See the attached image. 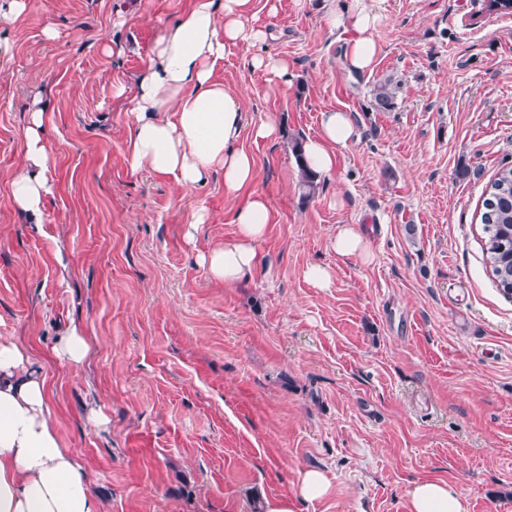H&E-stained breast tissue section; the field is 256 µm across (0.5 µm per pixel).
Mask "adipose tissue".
Returning a JSON list of instances; mask_svg holds the SVG:
<instances>
[{"label":"adipose tissue","instance_id":"obj_1","mask_svg":"<svg viewBox=\"0 0 512 512\" xmlns=\"http://www.w3.org/2000/svg\"><path fill=\"white\" fill-rule=\"evenodd\" d=\"M251 0H190L160 34L131 100L134 123L126 139L133 169L174 179L191 190L210 173L224 172V188L236 193L255 180L251 155L236 142L246 123L244 97L212 79L216 64L233 47L271 38L251 25ZM374 0H354L329 12L336 28L351 29L345 59L351 71H369L379 51L371 32L382 21ZM44 114L33 109L26 130V169L12 181V199L38 218L49 192L51 151L42 138ZM356 133L352 113H322L317 137L303 144L308 166L320 175L336 167V151ZM269 207L251 195L234 212L237 232L204 256L210 276L233 285L248 279L258 261V244ZM410 512H467L463 499L440 480L413 483ZM0 512H103L83 466L63 448L53 418L46 377L32 352L17 339L0 336Z\"/></svg>","mask_w":512,"mask_h":512}]
</instances>
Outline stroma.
Returning <instances> with one entry per match:
<instances>
[{
  "label": "stroma",
  "instance_id": "1",
  "mask_svg": "<svg viewBox=\"0 0 512 512\" xmlns=\"http://www.w3.org/2000/svg\"><path fill=\"white\" fill-rule=\"evenodd\" d=\"M24 2L0 26V336L42 361L62 445L104 512L281 498L294 512H410L425 478L467 512H512V299L486 271L480 224L483 191L512 164V13L381 0L380 52L357 74L329 0H252L274 37L232 48L213 79L280 136L243 129L257 176L230 194L223 172L186 191L125 150L135 83L187 0ZM259 54L289 80L253 68ZM391 74L396 106L376 111L370 91ZM36 106L52 154L37 224L11 196ZM327 110L355 113L359 136L307 197L292 147ZM252 194L270 211L259 264L213 281L200 255L235 236ZM344 224L370 260L336 254ZM312 265L330 287L307 279ZM72 322L91 345L76 369L54 352ZM92 405L106 427L87 421ZM311 468L332 489L308 501Z\"/></svg>",
  "mask_w": 512,
  "mask_h": 512
}]
</instances>
